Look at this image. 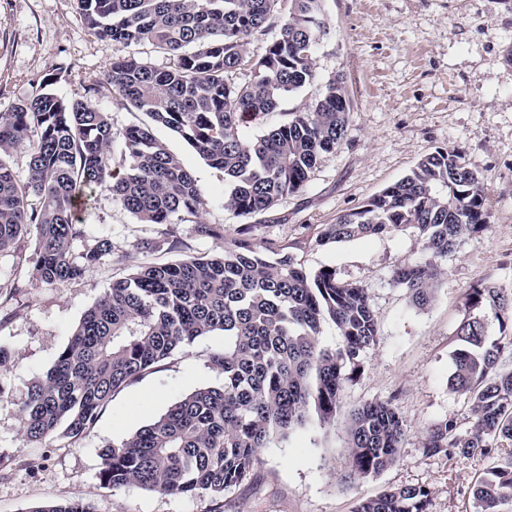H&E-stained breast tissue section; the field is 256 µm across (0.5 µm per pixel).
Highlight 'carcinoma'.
Masks as SVG:
<instances>
[{"label": "carcinoma", "instance_id": "1", "mask_svg": "<svg viewBox=\"0 0 512 512\" xmlns=\"http://www.w3.org/2000/svg\"><path fill=\"white\" fill-rule=\"evenodd\" d=\"M282 0H79L87 27L108 47L143 42L170 56L156 69L128 54H112L106 84L117 105L145 114L177 133L212 167L224 172V207L239 216L267 213L299 192L320 156L343 139L350 101L343 78L329 82L303 108L249 137L246 124L274 112L286 97L316 81V54L327 39L325 0H288V16L263 53L249 46L269 28ZM249 82L228 81L242 65ZM46 89L0 113V251L35 230L29 280L36 286L76 279L112 252L101 239L72 257L84 234L75 199L112 191L142 224H170L198 216L205 194L198 181L152 134L131 125L119 134L85 95L66 100ZM120 142V156L113 144ZM28 146V177L21 183L8 158ZM38 200L37 206L29 198ZM482 178L456 148H437L410 172L359 208L327 224L318 243L414 232L438 259L459 239L485 227ZM243 224L222 253L152 264L112 287L83 314L69 342L36 378L21 408L29 443L82 437L102 408L128 385L153 372L196 339L224 334V348L208 367L222 377L171 404L151 423L99 451L100 485L139 487L164 496L224 497L260 463L274 438L308 424L328 427L340 410L344 383L375 345L378 327L369 290L336 272L310 271L290 255L260 253ZM442 269L405 263L393 271L412 305L434 299ZM468 308L487 309L506 327L512 299L493 287H475ZM336 326L341 343L321 344L322 325ZM449 385L472 400L466 434L444 420L427 434L436 452L490 455L492 442L512 441V368L504 345L488 338L485 316L458 332ZM405 423L389 402L353 411L346 467L339 481L352 485L392 466ZM478 512H501L512 499V460L493 466L473 491ZM429 491L389 487L360 500L354 512H428ZM27 512H91L76 501H48Z\"/></svg>", "mask_w": 512, "mask_h": 512}]
</instances>
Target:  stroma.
<instances>
[{"label": "stroma", "mask_w": 512, "mask_h": 512, "mask_svg": "<svg viewBox=\"0 0 512 512\" xmlns=\"http://www.w3.org/2000/svg\"><path fill=\"white\" fill-rule=\"evenodd\" d=\"M325 12L330 34L317 53L314 87L287 97L263 123L245 130L260 134L336 75L344 76L351 101L346 135L322 156L300 192L281 198L266 214L236 215L224 207L223 172L156 123L154 136L205 191L198 217L143 224L110 191H98L72 256L81 258L101 239L109 240L112 252L60 287L28 286L33 237L0 251V347L11 355L0 369V512L63 500L89 503L94 512H352L357 500L398 485L425 487L429 512H476V483L512 453V442L501 441L490 456L431 452L423 442L429 426L442 420H453L461 432L471 425L469 399L448 385L459 346L455 333L470 315L468 291L493 285L512 295V0H326ZM111 56L76 0H0V112L31 98L51 76L53 91L66 99L98 87L91 102L109 113L113 131L145 122L142 113L116 106L104 89ZM439 147L459 149L483 174L486 228L462 237L441 260L436 298L419 310L392 278L400 263L430 261L419 237L391 233L327 245L316 238L324 225L366 203ZM202 223L223 226V238L201 233ZM246 223L258 250H280L313 271L335 269L339 279L370 292L378 340L365 352L361 373L344 384L334 425L273 440L256 469L218 501L102 487L99 448L120 442L194 389L218 384L207 363L224 346L223 333L216 332L115 395L82 438L25 441L20 409L33 380L113 280L151 263L221 250ZM374 401L391 402L405 421L397 460L343 486L338 475L346 462L348 414Z\"/></svg>", "instance_id": "35a3bbf8"}]
</instances>
